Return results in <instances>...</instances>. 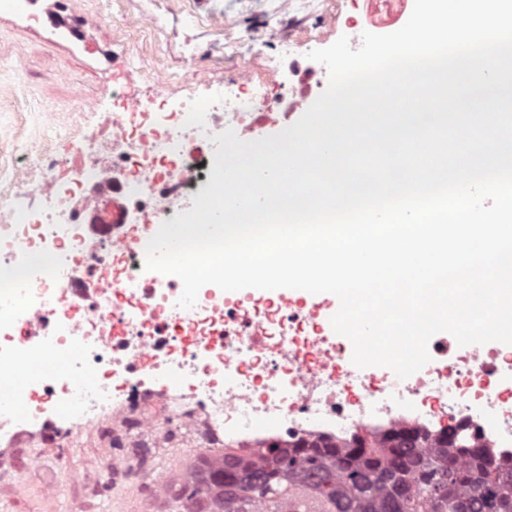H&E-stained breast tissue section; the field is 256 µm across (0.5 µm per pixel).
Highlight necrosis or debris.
<instances>
[{
    "mask_svg": "<svg viewBox=\"0 0 512 512\" xmlns=\"http://www.w3.org/2000/svg\"><path fill=\"white\" fill-rule=\"evenodd\" d=\"M328 79L314 61L295 81L274 63L266 76L244 70L208 96L176 99L160 77L155 95H115V149L74 139L77 166L50 154L41 178L14 167L0 193L1 426L34 425L50 408L78 437V418L127 397L138 404L132 432L159 443L170 421L244 451L460 425L512 459V345L476 350L439 336L430 361L401 380L386 367L357 368L344 337L326 335L306 303L207 285L184 309L181 280L144 268L162 223L209 184L213 136L245 137L252 116L301 104ZM116 198L127 213L119 238L93 241L91 224L111 223ZM103 276L107 286L85 296L68 287ZM175 377L189 380L193 402L145 387Z\"/></svg>",
    "mask_w": 512,
    "mask_h": 512,
    "instance_id": "1",
    "label": "necrosis or debris"
}]
</instances>
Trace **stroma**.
Instances as JSON below:
<instances>
[{
  "label": "stroma",
  "mask_w": 512,
  "mask_h": 512,
  "mask_svg": "<svg viewBox=\"0 0 512 512\" xmlns=\"http://www.w3.org/2000/svg\"><path fill=\"white\" fill-rule=\"evenodd\" d=\"M46 0H0V170L23 163L38 170L48 153H56L75 135L98 131L101 115L112 110V96H142L152 91V74L168 88L183 82H221L251 68L265 72L261 60L226 55L225 43L238 37L265 36L267 25L281 36L311 34L324 45L348 37L359 47L363 32L389 34L407 15L391 17L371 11L368 0H330L341 18L359 25H323L318 14L302 7L286 11L281 0H59L65 14H96L100 23L82 39L54 30L39 14ZM196 65L186 72L187 46ZM147 59L151 74L139 68ZM97 103L85 116L84 104ZM121 424L93 421L80 438L52 432L40 439L20 437L17 447L0 445V512H155L152 484L145 472L165 474L168 484L211 456L196 433L171 425L166 447L154 448L124 439ZM126 458L132 475L111 474L113 459ZM69 478L55 494L48 483Z\"/></svg>",
  "instance_id": "obj_1"
}]
</instances>
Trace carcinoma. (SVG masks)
I'll return each mask as SVG.
<instances>
[{"label":"carcinoma","instance_id":"1","mask_svg":"<svg viewBox=\"0 0 512 512\" xmlns=\"http://www.w3.org/2000/svg\"><path fill=\"white\" fill-rule=\"evenodd\" d=\"M224 477V495L211 493ZM167 512H512V463L471 448L450 426L438 437L396 430L380 440L356 436L340 448L328 441L277 442L258 459L231 450L204 460L166 494Z\"/></svg>","mask_w":512,"mask_h":512}]
</instances>
